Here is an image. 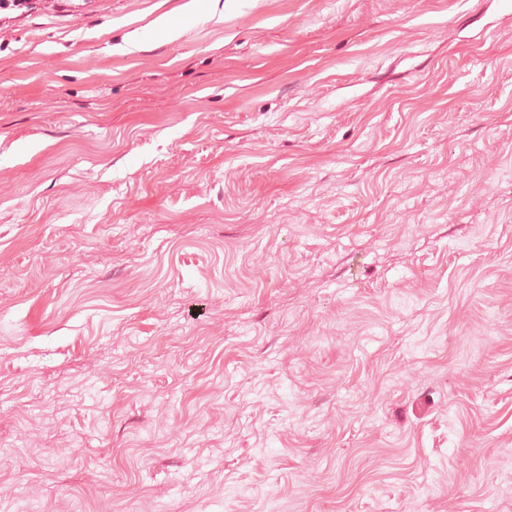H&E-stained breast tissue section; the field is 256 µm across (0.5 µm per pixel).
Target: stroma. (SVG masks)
<instances>
[{
	"mask_svg": "<svg viewBox=\"0 0 512 512\" xmlns=\"http://www.w3.org/2000/svg\"><path fill=\"white\" fill-rule=\"evenodd\" d=\"M0 0V512H512V0Z\"/></svg>",
	"mask_w": 512,
	"mask_h": 512,
	"instance_id": "35a3bbf8",
	"label": "stroma"
}]
</instances>
